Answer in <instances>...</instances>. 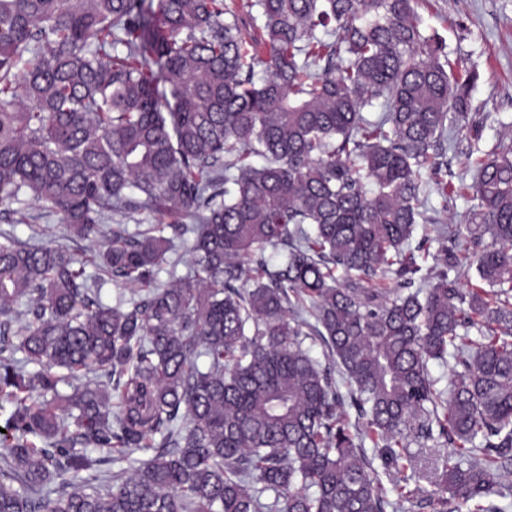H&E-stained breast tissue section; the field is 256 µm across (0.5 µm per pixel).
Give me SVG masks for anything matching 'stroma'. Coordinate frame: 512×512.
Here are the masks:
<instances>
[{"mask_svg":"<svg viewBox=\"0 0 512 512\" xmlns=\"http://www.w3.org/2000/svg\"><path fill=\"white\" fill-rule=\"evenodd\" d=\"M419 11L427 30L438 32L448 58L458 70H477L472 110L484 119V138L492 145L512 137V0H422ZM20 210L30 221L13 223L0 215V231L32 244H62L85 255L86 242L65 236L56 218L41 215L29 198Z\"/></svg>","mask_w":512,"mask_h":512,"instance_id":"35a3bbf8","label":"stroma"}]
</instances>
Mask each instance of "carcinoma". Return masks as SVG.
<instances>
[{
  "mask_svg": "<svg viewBox=\"0 0 512 512\" xmlns=\"http://www.w3.org/2000/svg\"><path fill=\"white\" fill-rule=\"evenodd\" d=\"M417 5L0 0V213L25 195L92 253L0 232V512H387L367 440L398 496L503 512L512 146L479 148L478 74ZM451 129L465 245L424 270ZM179 243L189 271L157 284ZM114 277L134 289L108 304ZM441 439L421 496L409 447Z\"/></svg>",
  "mask_w": 512,
  "mask_h": 512,
  "instance_id": "1",
  "label": "carcinoma"
}]
</instances>
